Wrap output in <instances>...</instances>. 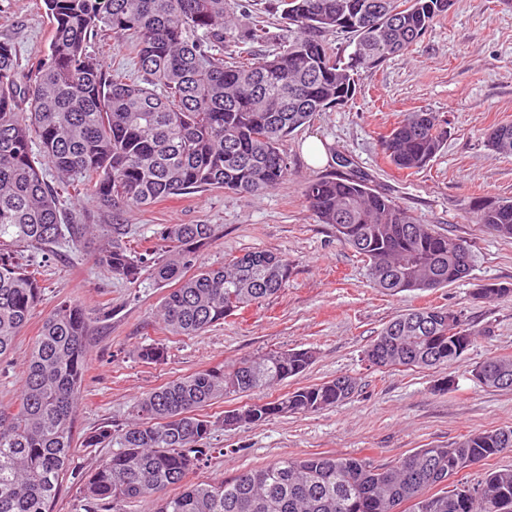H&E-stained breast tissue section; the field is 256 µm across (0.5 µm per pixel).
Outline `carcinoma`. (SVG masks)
Here are the masks:
<instances>
[{
  "mask_svg": "<svg viewBox=\"0 0 512 512\" xmlns=\"http://www.w3.org/2000/svg\"><path fill=\"white\" fill-rule=\"evenodd\" d=\"M49 45L27 71L0 42V360L41 297L38 269L24 251L62 241L78 246L96 231L107 240L100 261L128 281L149 269L169 289L160 312L174 335L194 336L236 312L281 293L288 259L266 252L232 256L220 268L196 266L209 224L162 228L169 256L148 259L126 246L120 217L132 208L204 188L235 193L272 189L288 179L283 141L317 112L357 94L360 70L413 50L451 0H269L288 24V44L258 57L238 45L269 39L254 24L238 30L226 0H43ZM346 33L353 50L336 51L327 36ZM105 36L132 51L136 77L91 50ZM447 131L431 112H410L381 136L385 159L416 172L442 148ZM495 155H512V123L487 134ZM78 183L112 215L109 224L67 223L55 187ZM303 196L321 224L365 258L373 285L399 293L442 288L465 278L453 254L466 242L444 236L385 194L359 171L308 181ZM473 218L512 238V201L480 198ZM455 310L426 307L394 317L371 347L390 367H437L460 357L448 319ZM89 318L72 303L57 305L28 353L14 406L0 404V512H52L63 481L89 504L112 512L146 502L151 512H512V468L488 471L474 484L444 483L466 468L512 451V427L470 434L454 446L419 448L396 465L315 454L279 459L217 482L187 483L210 452L205 440L225 427L279 415L316 412L348 400L350 377L298 387L270 402L203 413L231 394L247 396L303 373L308 349H270L231 366L206 368L138 399L136 421L98 429L84 447L112 449L90 474L71 467L77 401L88 371ZM158 344L141 348L147 363L164 359ZM512 377V357L493 356L475 377L497 388Z\"/></svg>",
  "mask_w": 512,
  "mask_h": 512,
  "instance_id": "obj_1",
  "label": "carcinoma"
}]
</instances>
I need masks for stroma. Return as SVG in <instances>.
<instances>
[{
    "label": "stroma",
    "mask_w": 512,
    "mask_h": 512,
    "mask_svg": "<svg viewBox=\"0 0 512 512\" xmlns=\"http://www.w3.org/2000/svg\"><path fill=\"white\" fill-rule=\"evenodd\" d=\"M51 38L43 0H0V42L12 45L20 69L41 57ZM361 92L318 113L284 143L287 181L257 194L200 189L125 214L127 241L161 253L168 224H211L214 237L199 248L206 266L225 256L266 251L288 258L293 273L279 296L228 317L195 336L170 334L157 313L165 294L150 273L118 279L98 263L103 246L55 245L27 253L40 272L42 294L18 336V352L0 360V404L13 402L25 355L47 315L60 302L82 307L91 319L88 374L79 397L73 466L88 473L109 454L85 448L86 434L120 429L137 399L156 388L217 365L269 349L308 348L315 361L305 372L254 392L269 401L297 387L348 376L357 389L347 401L306 414L212 430V453L188 482L229 479L281 457L314 454L367 458L393 465L419 448L448 446L467 434L512 427V388L481 384L474 370L495 355L512 356V297L477 298L480 285L512 287V238L474 223L475 197L512 199V156L487 149V132L512 122V0H454L415 50L361 71ZM427 110L446 121L448 139L429 166L407 174L386 164L380 136L408 112ZM320 138L329 160L311 164L303 152ZM366 174L372 188L393 198L435 231L470 243L468 277L444 288L391 294L373 287L367 263L318 223L302 195L304 183L335 172L336 156ZM429 306L462 312L477 336L461 357L435 368L381 369L364 352L394 316ZM162 344L163 361L145 364L142 347ZM452 381L447 390L440 378Z\"/></svg>",
    "instance_id": "1"
}]
</instances>
